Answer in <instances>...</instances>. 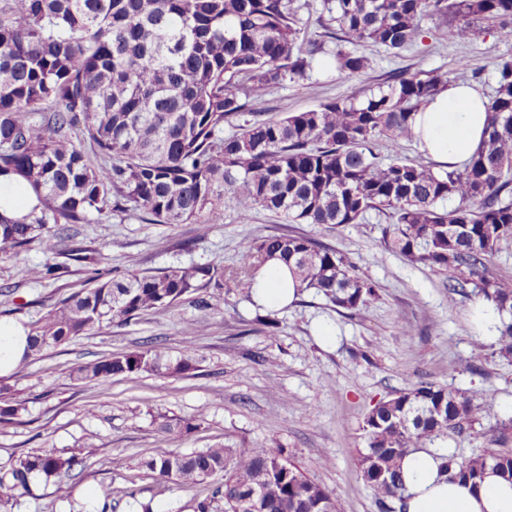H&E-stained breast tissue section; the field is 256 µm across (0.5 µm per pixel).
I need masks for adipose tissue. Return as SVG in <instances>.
<instances>
[{"instance_id": "ef3b65f1", "label": "adipose tissue", "mask_w": 512, "mask_h": 512, "mask_svg": "<svg viewBox=\"0 0 512 512\" xmlns=\"http://www.w3.org/2000/svg\"><path fill=\"white\" fill-rule=\"evenodd\" d=\"M487 121V100L476 87L443 88L411 116L420 151L441 165L468 161L481 145ZM38 204L20 177L0 176V217L19 220ZM296 288L286 266L272 260L259 272L252 289L254 301L279 309L295 298ZM29 331L21 324L0 320V377L12 373L28 352ZM441 451L414 450L401 461L406 487L404 512H512V482L486 470L480 486L449 480L441 473Z\"/></svg>"}]
</instances>
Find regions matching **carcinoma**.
<instances>
[{
    "mask_svg": "<svg viewBox=\"0 0 512 512\" xmlns=\"http://www.w3.org/2000/svg\"><path fill=\"white\" fill-rule=\"evenodd\" d=\"M300 0H0V174L24 179L39 205L23 220L0 218V252L35 243L53 269L60 233L53 224H89L141 212L154 224L220 221L224 192L239 216L258 210L297 224H356L388 215L385 246L413 264L451 273L448 288L492 303L502 317L496 341L512 355V279L490 269L512 238V58L495 63L487 136L461 168L402 155L409 119L440 89L442 75L400 71L386 87L282 117L254 111L270 88L300 78L328 55L352 79L370 63L367 46L399 56L426 34L465 44L482 34L512 40V0H323L316 27H299ZM335 49H328V44ZM232 126L224 133V125ZM385 141L387 155L378 149ZM336 309L356 312L376 287L342 253L303 235H271L242 245L222 275L191 264L159 274L98 280L68 297L31 329L30 353L63 345L104 322H126L171 306L209 284L252 287L271 258ZM169 357L159 345L77 366L99 384L114 375L195 369L193 337ZM475 396L417 381L374 405L365 418L361 477L382 509L405 493L399 461L443 441L477 418ZM21 410L0 386V424ZM161 421L143 467L179 486L213 480L196 512H342L320 483L281 448L230 445L180 455ZM86 460L40 448L0 466V509L35 482L78 476ZM446 470L477 482L491 467L512 479V452L446 456Z\"/></svg>",
    "mask_w": 512,
    "mask_h": 512,
    "instance_id": "1",
    "label": "carcinoma"
}]
</instances>
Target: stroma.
<instances>
[{"label": "stroma", "mask_w": 512, "mask_h": 512, "mask_svg": "<svg viewBox=\"0 0 512 512\" xmlns=\"http://www.w3.org/2000/svg\"><path fill=\"white\" fill-rule=\"evenodd\" d=\"M367 54L369 68L350 80L336 76L329 57H319L306 76L273 86L256 111L303 112L387 83L402 69L450 71L467 83L466 60L482 67L480 87L488 92L495 82L493 63L512 55V41L484 34L463 46H441L429 36L399 57L377 46ZM386 223L384 215L372 212L357 224H288L263 210L244 221L228 198L223 220L205 233L196 224H152L132 212L63 225L54 269L36 283L24 271L44 264L37 245L15 256L0 254V319L25 325L85 288L94 273L109 279L192 263L221 273L239 263L244 240L269 235L308 236L343 253L377 286L376 298L354 315L305 292L277 310L272 337L258 321L262 310L250 301L248 288L210 286L24 360L6 378L25 408L16 423L0 426V465L49 447L84 457L86 468L60 486L34 485L8 512H99L111 486L132 492L113 503L112 512H141L145 503L151 512H194L205 486L183 489L141 466L161 414L197 421L191 432H173L171 446L180 453L227 440L246 448L282 447L302 472L332 492L343 512H380L359 471L363 420L379 400L421 379L482 393L477 420L450 434L449 448L467 457L490 448L512 451V356H500L492 339L476 332L469 318L476 299L450 291L448 275L385 247ZM76 248L96 255L97 264L70 260ZM200 323L206 332L189 337ZM326 327L334 342L321 340ZM150 342L173 356L192 346L195 371L179 377L115 375L99 385L72 375L79 364ZM326 457L331 465H323Z\"/></svg>", "instance_id": "1"}]
</instances>
